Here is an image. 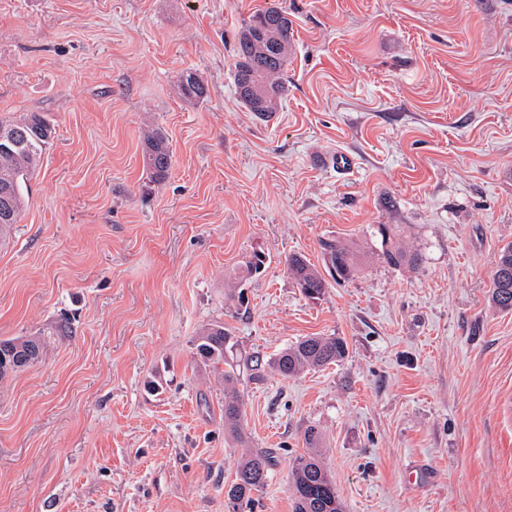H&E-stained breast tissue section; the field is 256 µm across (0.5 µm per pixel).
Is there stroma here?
<instances>
[{"label": "stroma", "instance_id": "1", "mask_svg": "<svg viewBox=\"0 0 512 512\" xmlns=\"http://www.w3.org/2000/svg\"><path fill=\"white\" fill-rule=\"evenodd\" d=\"M269 2L0 0V119L56 128L0 246V341L44 343L0 382V512H226L243 450L193 345L215 322L238 341L249 445L273 455L255 512H292L310 427L344 512H512V311L492 300L512 0H278L294 47L265 125L232 70ZM188 69L204 104L176 93ZM150 128L172 150L158 183ZM327 238L361 264L310 299L285 260L324 270ZM388 245L420 267L387 266ZM256 250L264 271L234 279ZM305 336L348 354L274 372ZM142 157L152 182L166 178L171 166L170 143L160 129H148L142 138Z\"/></svg>", "mask_w": 512, "mask_h": 512}]
</instances>
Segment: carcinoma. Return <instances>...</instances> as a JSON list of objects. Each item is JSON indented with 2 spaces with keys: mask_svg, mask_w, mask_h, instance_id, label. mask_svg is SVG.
<instances>
[{
  "mask_svg": "<svg viewBox=\"0 0 512 512\" xmlns=\"http://www.w3.org/2000/svg\"><path fill=\"white\" fill-rule=\"evenodd\" d=\"M293 28L288 13L276 3L255 12L239 29L235 46L233 83L240 103L255 115L278 110L288 92L286 72L292 55ZM177 93L184 102L199 105L209 98V87L191 70L180 74ZM55 137V126L44 116L30 112L11 121H0V243L11 236L26 207L24 186L38 169L43 155ZM142 157L151 181L166 178L171 166L170 143L159 129H148L142 138ZM325 262L332 278L347 279L357 268L356 254L343 243L322 242ZM392 267H420L419 254L401 247L382 252ZM266 261L258 251L247 256L239 267L241 277L260 272ZM297 287L311 298L320 297L326 280L302 254L286 260ZM492 299L504 311L512 310V244L498 255L492 278ZM237 345L230 328L221 322L206 325L195 340L196 354L205 365L222 370L224 378V425L242 444L247 442L239 420L241 397L236 389L237 365L230 360ZM348 351L340 336H305L283 348L271 367L283 377L305 369L325 367L342 361ZM272 466L271 452L257 449L249 453L237 469L235 479L225 489L228 512H253L254 493L265 484ZM293 512H343L332 475L319 455L310 452L295 460L292 470Z\"/></svg>",
  "mask_w": 512,
  "mask_h": 512,
  "instance_id": "cac0c4a2",
  "label": "carcinoma"
}]
</instances>
